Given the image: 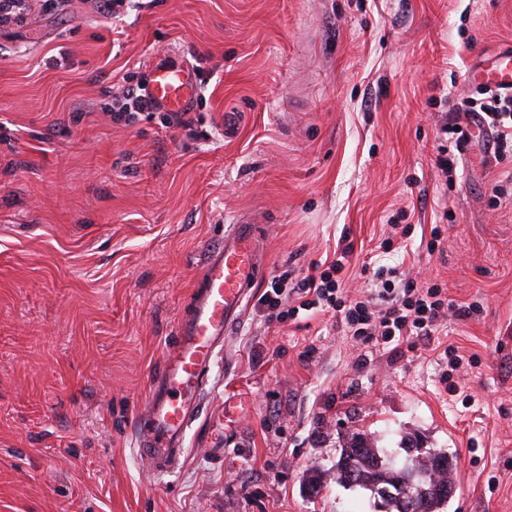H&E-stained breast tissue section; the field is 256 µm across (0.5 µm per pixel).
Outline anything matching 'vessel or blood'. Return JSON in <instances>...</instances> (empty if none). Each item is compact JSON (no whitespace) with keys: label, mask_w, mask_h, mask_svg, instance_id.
<instances>
[{"label":"vessel or blood","mask_w":512,"mask_h":512,"mask_svg":"<svg viewBox=\"0 0 512 512\" xmlns=\"http://www.w3.org/2000/svg\"><path fill=\"white\" fill-rule=\"evenodd\" d=\"M467 81L512 93V47L470 70ZM149 91L169 110L180 111L197 92L195 73L187 67L153 69ZM262 269L258 230L247 219L236 220L223 243L209 250L188 310L178 321L173 350L153 376L146 412L134 424L138 449L155 473L178 468L186 431L204 408L206 382L224 338L242 321L244 300Z\"/></svg>","instance_id":"vessel-or-blood-1"}]
</instances>
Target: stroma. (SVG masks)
<instances>
[{
    "mask_svg": "<svg viewBox=\"0 0 512 512\" xmlns=\"http://www.w3.org/2000/svg\"><path fill=\"white\" fill-rule=\"evenodd\" d=\"M507 44L512 0H151L118 19L50 0L0 28V512H381L336 482L357 431L453 455L443 512H512V202L489 206L512 157L469 147L451 187L435 167L446 99ZM167 56L214 69L196 138L104 111ZM243 216L264 276L182 465L153 474L134 421L208 249ZM392 222L411 224L407 252L380 249ZM344 242L351 293L400 266L482 316L359 366L335 318L256 311L270 276L296 282ZM442 344L478 356L459 377L473 401L441 384Z\"/></svg>",
    "mask_w": 512,
    "mask_h": 512,
    "instance_id": "1",
    "label": "stroma"
}]
</instances>
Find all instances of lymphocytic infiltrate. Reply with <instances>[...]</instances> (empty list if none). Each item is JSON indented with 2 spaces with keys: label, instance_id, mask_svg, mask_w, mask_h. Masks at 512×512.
<instances>
[{
  "label": "lymphocytic infiltrate",
  "instance_id": "lymphocytic-infiltrate-1",
  "mask_svg": "<svg viewBox=\"0 0 512 512\" xmlns=\"http://www.w3.org/2000/svg\"><path fill=\"white\" fill-rule=\"evenodd\" d=\"M147 75L131 76L121 91L113 94L109 111L114 124H133L144 112L159 113L162 123L192 130L189 112L165 111L163 103L149 93ZM450 123L441 127L444 138L436 166L446 185L457 177L459 156L469 138L465 120L479 118L495 135L494 159L512 156V96L489 92L482 99L466 98L448 104ZM353 246L335 250L332 260L313 264L309 274L295 287H288L286 276L272 277L258 297L256 307L269 322L280 324L315 314L339 318L343 332L368 350L396 351L414 345L422 337L438 333L448 320L467 321L483 312L478 303L449 302L448 293L438 281H420L396 268L377 269L376 283L369 292L349 295L344 287Z\"/></svg>",
  "mask_w": 512,
  "mask_h": 512
}]
</instances>
